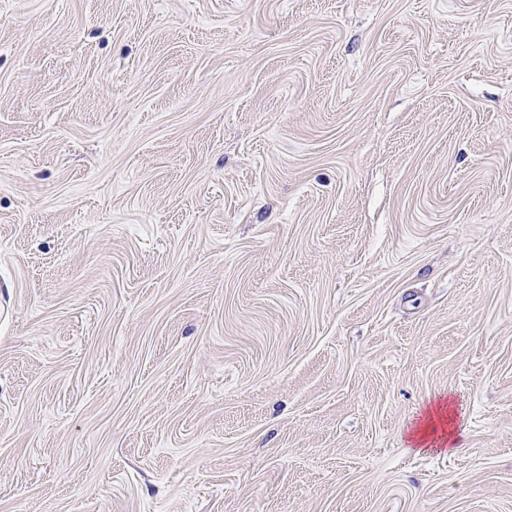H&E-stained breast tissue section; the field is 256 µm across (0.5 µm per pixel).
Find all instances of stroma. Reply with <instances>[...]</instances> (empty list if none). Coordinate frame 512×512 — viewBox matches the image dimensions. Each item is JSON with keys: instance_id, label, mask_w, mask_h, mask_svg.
<instances>
[{"instance_id": "obj_1", "label": "stroma", "mask_w": 512, "mask_h": 512, "mask_svg": "<svg viewBox=\"0 0 512 512\" xmlns=\"http://www.w3.org/2000/svg\"><path fill=\"white\" fill-rule=\"evenodd\" d=\"M0 512H512V0H0Z\"/></svg>"}]
</instances>
